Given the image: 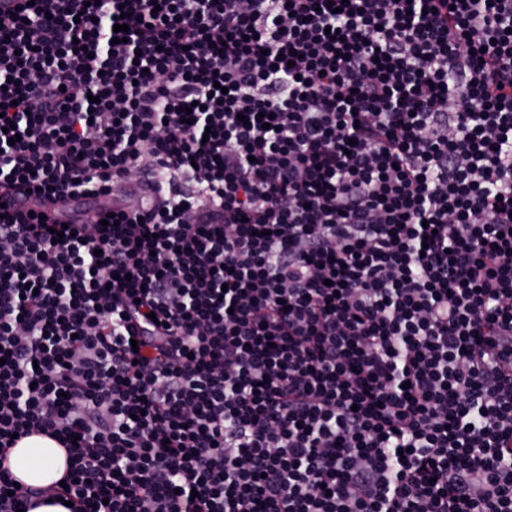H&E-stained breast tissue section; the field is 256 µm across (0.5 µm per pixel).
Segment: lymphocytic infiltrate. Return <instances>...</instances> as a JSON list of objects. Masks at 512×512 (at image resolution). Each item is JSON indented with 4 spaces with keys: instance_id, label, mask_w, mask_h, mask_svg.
I'll return each instance as SVG.
<instances>
[{
    "instance_id": "lymphocytic-infiltrate-1",
    "label": "lymphocytic infiltrate",
    "mask_w": 512,
    "mask_h": 512,
    "mask_svg": "<svg viewBox=\"0 0 512 512\" xmlns=\"http://www.w3.org/2000/svg\"><path fill=\"white\" fill-rule=\"evenodd\" d=\"M119 184L0 215V512H512V0L0 15V193ZM74 200L67 201L64 205H55L42 198L21 197L15 201L11 200V205L22 206L26 209H36L50 216L52 219H59L62 221L74 220L78 222H86L90 220L93 215L103 208L112 207V195L100 197L90 205H85L80 209H76L73 205ZM10 470L15 478L34 487H48L63 476L66 453L52 439L34 435L20 440L10 453Z\"/></svg>"
}]
</instances>
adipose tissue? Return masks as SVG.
Segmentation results:
<instances>
[{"mask_svg": "<svg viewBox=\"0 0 512 512\" xmlns=\"http://www.w3.org/2000/svg\"><path fill=\"white\" fill-rule=\"evenodd\" d=\"M15 478L34 487H48L63 476L66 453L52 439L34 435L20 440L10 453Z\"/></svg>", "mask_w": 512, "mask_h": 512, "instance_id": "1", "label": "adipose tissue"}]
</instances>
